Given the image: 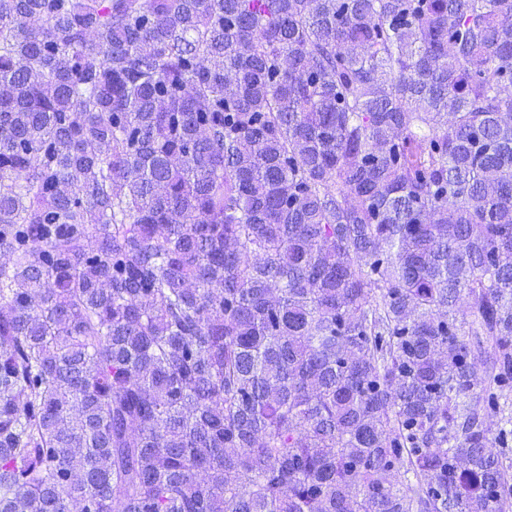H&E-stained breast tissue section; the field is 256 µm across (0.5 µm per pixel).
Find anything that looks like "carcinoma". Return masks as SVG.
I'll list each match as a JSON object with an SVG mask.
<instances>
[{
	"label": "carcinoma",
	"mask_w": 512,
	"mask_h": 512,
	"mask_svg": "<svg viewBox=\"0 0 512 512\" xmlns=\"http://www.w3.org/2000/svg\"><path fill=\"white\" fill-rule=\"evenodd\" d=\"M0 512H512V0H0Z\"/></svg>",
	"instance_id": "obj_1"
}]
</instances>
